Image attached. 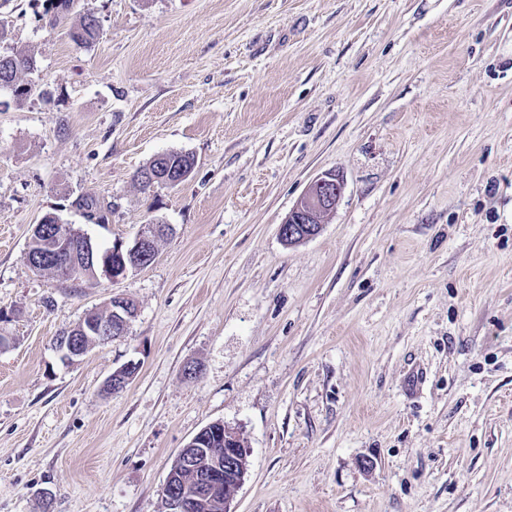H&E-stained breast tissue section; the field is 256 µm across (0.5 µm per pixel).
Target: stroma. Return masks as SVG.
<instances>
[{
	"mask_svg": "<svg viewBox=\"0 0 512 512\" xmlns=\"http://www.w3.org/2000/svg\"><path fill=\"white\" fill-rule=\"evenodd\" d=\"M43 2L0 0V54L37 61L0 105V512H164L216 421L250 450L236 512H512V0ZM171 151L190 177L142 190ZM330 171L321 232L284 244ZM48 213L104 246L171 231L117 283L63 281L27 262ZM116 294L126 334L62 363ZM96 17L89 20L83 15L79 24L70 31V38L78 46H89L97 41L100 35V25L97 24ZM343 192L344 181L336 173L316 177L280 225L281 238L305 241L317 236L323 217L336 207ZM75 211L79 212L87 224H108V215L112 205L90 195H80L70 201ZM108 316L101 318L98 311H91L71 329L55 339V349L66 363H73L85 356L95 344L109 342L122 336L138 315L133 299L124 295H113L107 305ZM93 339L94 345L86 340ZM140 369L139 362L129 361L115 369L108 377L107 383L112 387L113 393L126 389Z\"/></svg>",
	"mask_w": 512,
	"mask_h": 512,
	"instance_id": "1",
	"label": "stroma"
}]
</instances>
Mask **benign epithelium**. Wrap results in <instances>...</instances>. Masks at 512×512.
Returning <instances> with one entry per match:
<instances>
[{"label": "benign epithelium", "mask_w": 512, "mask_h": 512, "mask_svg": "<svg viewBox=\"0 0 512 512\" xmlns=\"http://www.w3.org/2000/svg\"><path fill=\"white\" fill-rule=\"evenodd\" d=\"M189 171L172 165L166 155L157 157L154 168L145 171L141 179L166 186H176L185 181ZM344 192V181L330 172L316 177L288 212L280 225L283 238L309 240L317 236L322 228L323 217L331 212ZM166 224H147L133 243L122 241L112 243L106 253L98 251L89 234L75 229L62 220L46 215L34 225L32 235L43 239L40 253H27L31 269L42 272L51 265L71 276L89 275L94 280L104 279L116 283L129 273L145 268L156 260L158 253L155 239L165 234ZM108 316L101 318L98 312L91 311L71 329L62 332L55 339V349L66 363H73L85 356L92 339L97 344L109 342L123 335L138 315V307L133 299L124 295H114L107 305ZM140 369V363L129 361L115 369L107 383L112 392L118 393L128 386ZM201 435H195L188 445L177 454L173 467L177 471L191 470L195 476L194 492L173 491L168 498L167 512H193L200 505L223 507L224 512H235L233 503L244 481L248 468L250 449L241 445L240 433L224 428V458L211 457L209 463L199 466ZM224 486V502L213 498V492Z\"/></svg>", "instance_id": "obj_1"}]
</instances>
